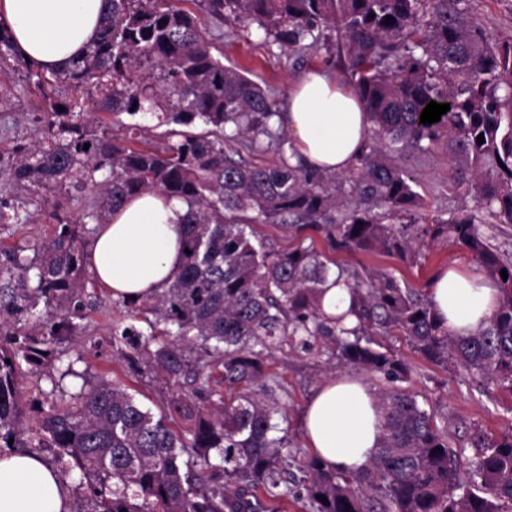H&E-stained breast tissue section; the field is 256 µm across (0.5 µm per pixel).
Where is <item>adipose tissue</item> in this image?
Masks as SVG:
<instances>
[{
    "mask_svg": "<svg viewBox=\"0 0 512 512\" xmlns=\"http://www.w3.org/2000/svg\"><path fill=\"white\" fill-rule=\"evenodd\" d=\"M103 0H0V24L17 49L47 70L65 68L98 36ZM290 150L330 172L347 170L364 150L370 126L350 86L312 69L295 80L281 117ZM186 214L178 199L145 193L98 225L86 265L112 298L155 295L176 273L179 231ZM430 298L449 333L477 331L492 316L498 291L482 275L448 266L434 276ZM374 389L354 376L327 380L304 415L307 447L350 472L369 467L382 436ZM72 495L33 453L0 457V512H72Z\"/></svg>",
    "mask_w": 512,
    "mask_h": 512,
    "instance_id": "ef3b65f1",
    "label": "adipose tissue"
}]
</instances>
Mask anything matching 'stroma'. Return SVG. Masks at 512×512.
I'll list each match as a JSON object with an SVG mask.
<instances>
[{"instance_id": "stroma-1", "label": "stroma", "mask_w": 512, "mask_h": 512, "mask_svg": "<svg viewBox=\"0 0 512 512\" xmlns=\"http://www.w3.org/2000/svg\"><path fill=\"white\" fill-rule=\"evenodd\" d=\"M184 7L195 16L213 53L223 55L225 65L246 69L254 81L269 91L277 110H284L288 89L301 73L313 68L330 71L337 68L335 32H324L315 49L292 51L266 41L256 27L244 29L210 16L198 7L196 0H186ZM469 7L489 36L495 38L512 33V0H469ZM0 85L8 91L7 97L0 101V154H6L16 142L37 136V124L26 116L37 95L24 82L22 70L15 67L0 72ZM100 119L113 138L127 137L128 125L136 123L141 127L138 146L157 148L165 143L164 127L158 126L151 116L104 112ZM401 163L418 181L428 216H443L470 203L466 188L453 186L448 180L445 149H437L426 157L409 154ZM14 204L18 221L0 226V248L12 246L21 239L40 240L51 233L54 210L50 204L30 203L24 195L17 196ZM335 260L356 269L390 271L422 292L428 290L432 277L442 267L455 264L473 269L477 266L465 250L451 244L427 251L425 260L418 266H407L396 259L365 252H339ZM94 295L95 304L84 314V339L76 345L65 343L56 348L58 369L74 367L91 381L119 383L139 392L144 402L162 405L176 393V386L166 382L163 376L147 371L143 361L130 363L118 357L112 347L111 331L113 321L122 317L124 308L102 288H95ZM379 340L407 363L409 376L405 389L414 393L438 422L447 425L451 445L460 454L462 470L471 467L470 439L474 433L496 438L512 426V394L483 382L464 368H447L430 362L412 348L400 331H389L380 335ZM268 370L278 387L275 392L262 393L261 398L279 402L286 415L291 443L288 463L294 469L290 485L295 495L288 500L287 512H312L303 488V474L297 469L299 458L309 453L303 437L302 416L310 396L319 385L338 375L363 377L378 393L391 389L392 384L381 374L362 373L361 369L339 363L325 353L278 350L269 358Z\"/></svg>"}]
</instances>
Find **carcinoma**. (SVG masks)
<instances>
[{
  "instance_id": "carcinoma-1",
  "label": "carcinoma",
  "mask_w": 512,
  "mask_h": 512,
  "mask_svg": "<svg viewBox=\"0 0 512 512\" xmlns=\"http://www.w3.org/2000/svg\"><path fill=\"white\" fill-rule=\"evenodd\" d=\"M181 2L105 0L97 39L61 71L26 60L0 26V69L21 66L45 113L40 137L0 156V170L35 203L86 201L78 219L56 215L40 245L0 250V318L31 322L22 338L0 344V448L37 453L63 478L97 476L84 486L90 512H282L293 495L284 477L288 431L276 421L278 404L252 394L272 390L271 351L330 342L343 362L402 381L406 364L373 339L397 329L429 361L462 366L512 394V254L482 230L512 225V35L490 39L469 0H203L211 16L255 23L282 48L308 50L336 31V60L370 119L365 150L336 175L289 162L266 91L212 53ZM432 100L450 111L422 124ZM93 104L152 115L167 127L165 146L116 143L86 117ZM260 136L278 146L276 163L251 165L224 147L239 137L254 146ZM441 146L448 178L468 185L474 206L428 222L414 177L395 158ZM151 192L187 206L181 264L156 296L121 300L127 315L112 326V345L191 390L158 413L109 381H84L47 407L39 398L23 404L25 367L47 365L54 345L81 339L92 283L86 237ZM255 224L280 226L299 242L278 251L256 237ZM308 230L331 252H377L405 265L451 242L493 280L498 307L478 331L454 336L430 298L386 271L336 263ZM331 283L349 296L336 315L322 308ZM223 385L236 391L228 403ZM380 409V447L364 472L303 460L313 512H502L512 504V427L471 439L475 469L465 479L447 427L415 395L395 386ZM240 481L249 495L233 486Z\"/></svg>"
}]
</instances>
